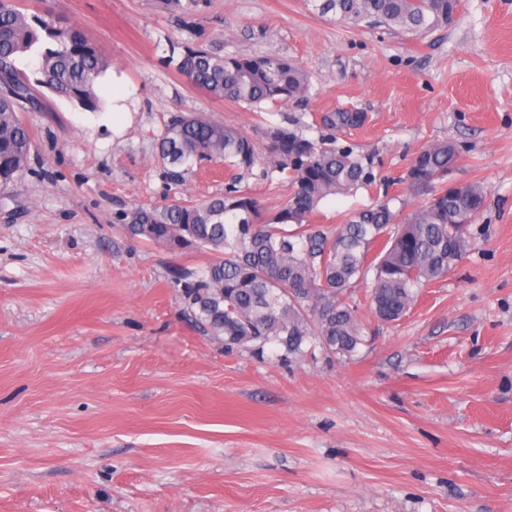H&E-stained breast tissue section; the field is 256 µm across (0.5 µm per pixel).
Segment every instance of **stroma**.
<instances>
[{
  "instance_id": "stroma-1",
  "label": "stroma",
  "mask_w": 512,
  "mask_h": 512,
  "mask_svg": "<svg viewBox=\"0 0 512 512\" xmlns=\"http://www.w3.org/2000/svg\"><path fill=\"white\" fill-rule=\"evenodd\" d=\"M415 38L349 27L308 0H25L110 62L98 111L45 95L23 117L25 172L0 193V512H512V0H460ZM296 60L313 89L257 113L165 64L170 43ZM125 106L122 115L114 106ZM340 143L402 175L429 142L466 153L477 247L399 321L350 291L365 341L225 349L184 316L168 270L211 253L129 239L113 217L161 205L155 141L170 113L255 135L324 113Z\"/></svg>"
}]
</instances>
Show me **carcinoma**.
<instances>
[{"instance_id": "obj_1", "label": "carcinoma", "mask_w": 512, "mask_h": 512, "mask_svg": "<svg viewBox=\"0 0 512 512\" xmlns=\"http://www.w3.org/2000/svg\"><path fill=\"white\" fill-rule=\"evenodd\" d=\"M165 2L186 19L206 0ZM309 2L319 14L354 27L384 26L412 36L448 26L459 6V0ZM24 54L37 59L29 75L15 65ZM166 63L211 97L253 109L297 101L312 89L310 75L284 58L224 55L173 43ZM108 68L76 29L46 13H28L21 0H0L1 193L27 167L33 136L21 111L35 105L36 88L94 111L96 82ZM361 122L357 112H327L321 124L328 133L318 140L307 138L297 122L267 126L260 131V148L251 137L203 113L174 112L156 144L167 202L153 207L132 203L115 219L130 236L173 253L195 249L213 254L201 269L169 271L171 282L181 288L185 314L210 338L259 352L274 342L287 357L300 355L313 340L330 353L350 356L365 332L346 292L371 279L377 319L400 320L422 289L447 276L475 248L471 226L487 200V188L479 181H446L463 152L452 141L437 140L417 153L402 177L411 186L434 188L426 205L401 218L393 206L398 196L386 189L330 230L313 223L323 199L377 186L370 155L336 138V131ZM211 161L233 172L224 192L185 200L193 167ZM276 172L288 174L291 188L271 210L242 182H268ZM378 243L382 248L373 259Z\"/></svg>"}]
</instances>
